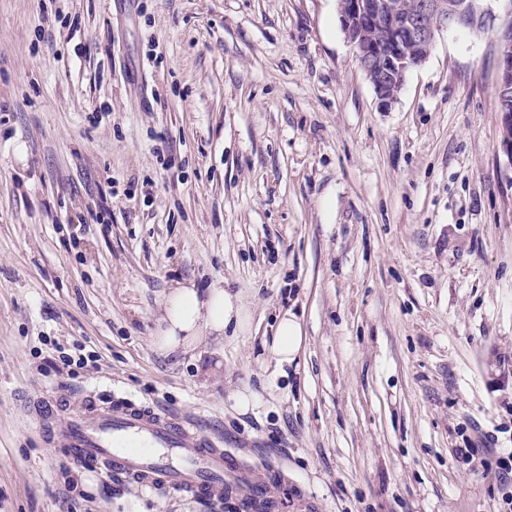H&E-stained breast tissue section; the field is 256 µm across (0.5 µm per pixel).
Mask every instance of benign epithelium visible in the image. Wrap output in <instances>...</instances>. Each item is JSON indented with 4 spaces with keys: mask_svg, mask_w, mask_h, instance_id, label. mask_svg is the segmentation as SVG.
<instances>
[{
    "mask_svg": "<svg viewBox=\"0 0 512 512\" xmlns=\"http://www.w3.org/2000/svg\"><path fill=\"white\" fill-rule=\"evenodd\" d=\"M341 28L357 49L363 71L380 103H393L407 72L429 55L435 33L453 27H479L485 0H337ZM497 93L512 99V25L499 42Z\"/></svg>",
    "mask_w": 512,
    "mask_h": 512,
    "instance_id": "1",
    "label": "benign epithelium"
}]
</instances>
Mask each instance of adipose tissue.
<instances>
[{
  "label": "adipose tissue",
  "mask_w": 512,
  "mask_h": 512,
  "mask_svg": "<svg viewBox=\"0 0 512 512\" xmlns=\"http://www.w3.org/2000/svg\"><path fill=\"white\" fill-rule=\"evenodd\" d=\"M242 319V306L232 292L217 286L202 295L194 285L183 284L168 297L154 346L163 353L187 349L198 344L203 331L220 333Z\"/></svg>",
  "instance_id": "ef3b65f1"
}]
</instances>
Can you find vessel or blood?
Instances as JSON below:
<instances>
[{
	"label": "vessel or blood",
	"instance_id": "b4317fda",
	"mask_svg": "<svg viewBox=\"0 0 512 512\" xmlns=\"http://www.w3.org/2000/svg\"><path fill=\"white\" fill-rule=\"evenodd\" d=\"M64 401L60 393L45 396L34 410L50 443L64 448L73 463L145 488L172 487L202 499H223V437L120 393L106 402L88 396L81 411L61 422L57 416Z\"/></svg>",
	"mask_w": 512,
	"mask_h": 512
}]
</instances>
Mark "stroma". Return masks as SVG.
<instances>
[{
    "label": "stroma",
    "mask_w": 512,
    "mask_h": 512,
    "mask_svg": "<svg viewBox=\"0 0 512 512\" xmlns=\"http://www.w3.org/2000/svg\"><path fill=\"white\" fill-rule=\"evenodd\" d=\"M485 6L384 107L337 0H0V512H494L454 456L512 451V0ZM187 282L248 324L158 352ZM115 390L223 436L224 501L81 468L31 414ZM499 42L500 74L497 93L501 99L512 101V25L511 20ZM511 31V40H510ZM301 330L298 322L289 317H283L277 328L274 351L281 363L292 362L300 349Z\"/></svg>",
    "instance_id": "obj_1"
}]
</instances>
